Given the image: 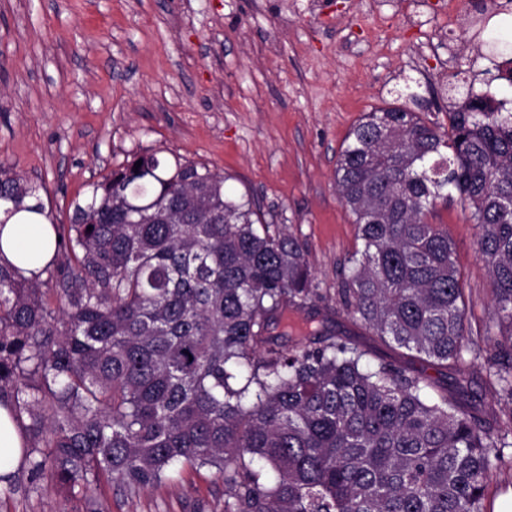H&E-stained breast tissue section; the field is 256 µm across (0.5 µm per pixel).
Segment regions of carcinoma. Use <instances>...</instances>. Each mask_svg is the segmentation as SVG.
<instances>
[{"label":"carcinoma","mask_w":512,"mask_h":512,"mask_svg":"<svg viewBox=\"0 0 512 512\" xmlns=\"http://www.w3.org/2000/svg\"><path fill=\"white\" fill-rule=\"evenodd\" d=\"M463 96L446 127L400 105L350 130L336 187L362 248L341 264L337 311L458 372L475 352L507 409L364 367L329 318L311 328L320 293L297 238L224 175L145 150L74 203L38 274L0 263V403L29 438L30 480L84 499L103 475L136 492L210 467L224 512H487L493 479L512 477V109ZM455 194L492 282L482 345L453 242L428 221ZM0 206V225L54 223L39 187L2 168Z\"/></svg>","instance_id":"1"}]
</instances>
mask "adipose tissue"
<instances>
[{
    "label": "adipose tissue",
    "mask_w": 512,
    "mask_h": 512,
    "mask_svg": "<svg viewBox=\"0 0 512 512\" xmlns=\"http://www.w3.org/2000/svg\"><path fill=\"white\" fill-rule=\"evenodd\" d=\"M55 241L52 225L29 224L24 215H17L0 226V262L12 264L24 275H32L51 261ZM25 442L10 409L0 404V475L16 471Z\"/></svg>",
    "instance_id": "adipose-tissue-1"
}]
</instances>
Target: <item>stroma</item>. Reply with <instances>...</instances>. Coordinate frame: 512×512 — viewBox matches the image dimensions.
I'll return each mask as SVG.
<instances>
[{
	"mask_svg": "<svg viewBox=\"0 0 512 512\" xmlns=\"http://www.w3.org/2000/svg\"><path fill=\"white\" fill-rule=\"evenodd\" d=\"M0 0V164L15 167L57 223L93 183L151 149L207 165L228 193L305 246L321 300L335 307L340 263L362 245L336 192L344 140L372 108L411 87V108L447 124L451 88L512 100V84H485L483 42L512 39V0L467 27L450 26L471 0H440L408 24V0ZM463 274L473 335L491 321V283L477 252L481 229L461 203L437 204ZM332 330L385 360L424 373L429 396L446 369L401 355L345 316ZM0 512H86L84 501L13 476ZM104 512H224L214 469L184 467L138 493L103 482Z\"/></svg>",
	"mask_w": 512,
	"mask_h": 512,
	"instance_id": "obj_1",
	"label": "stroma"
}]
</instances>
